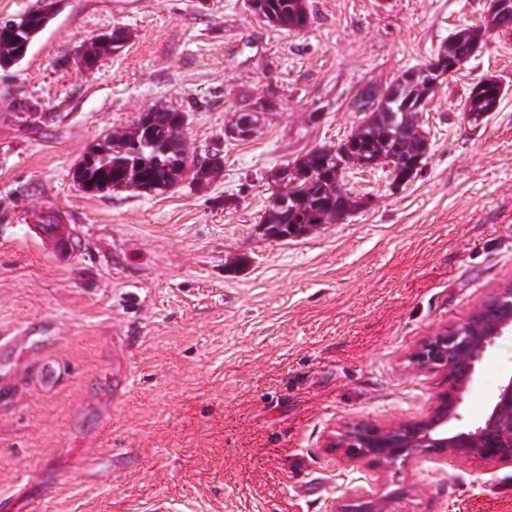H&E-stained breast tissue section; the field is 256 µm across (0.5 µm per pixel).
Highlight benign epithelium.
Returning a JSON list of instances; mask_svg holds the SVG:
<instances>
[{
  "label": "benign epithelium",
  "mask_w": 512,
  "mask_h": 512,
  "mask_svg": "<svg viewBox=\"0 0 512 512\" xmlns=\"http://www.w3.org/2000/svg\"><path fill=\"white\" fill-rule=\"evenodd\" d=\"M382 167L396 187L409 182L402 165L379 157L355 162V168ZM512 329V286L500 289L483 302L467 319L444 326L425 337L410 354L414 367L439 372L455 381V393L437 396L429 414L419 420L378 426L364 420L348 423L334 447L343 448L354 459H369L384 467L440 451L456 457H478L491 462L512 461V377L501 385L490 411L478 427L448 424L461 421L459 408L466 385L475 374L494 340Z\"/></svg>",
  "instance_id": "1"
}]
</instances>
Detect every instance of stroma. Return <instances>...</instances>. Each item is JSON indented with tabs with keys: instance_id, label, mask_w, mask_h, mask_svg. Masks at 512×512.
Instances as JSON below:
<instances>
[{
	"instance_id": "stroma-1",
	"label": "stroma",
	"mask_w": 512,
	"mask_h": 512,
	"mask_svg": "<svg viewBox=\"0 0 512 512\" xmlns=\"http://www.w3.org/2000/svg\"><path fill=\"white\" fill-rule=\"evenodd\" d=\"M286 30L248 0H63L0 70V495L22 512H512V463L354 460L350 421L425 416L448 387L409 355L512 284V34L490 33L418 115L421 171L344 177L362 208L288 240L258 228L273 173L348 137L368 86L433 57L491 0H307ZM127 39L93 70L74 53ZM504 93L472 122L481 80ZM184 111L208 184L82 191L105 134ZM243 107L256 132L228 138ZM55 216L81 250L55 259L31 227ZM512 375V331L463 394L476 428ZM406 499H397L399 491Z\"/></svg>"
}]
</instances>
